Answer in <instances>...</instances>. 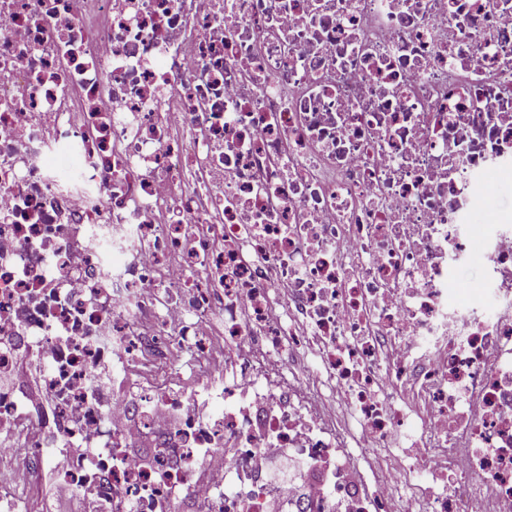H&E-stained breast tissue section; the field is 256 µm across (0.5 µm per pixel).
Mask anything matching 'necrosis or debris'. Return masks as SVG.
Masks as SVG:
<instances>
[{
	"instance_id": "obj_1",
	"label": "necrosis or debris",
	"mask_w": 512,
	"mask_h": 512,
	"mask_svg": "<svg viewBox=\"0 0 512 512\" xmlns=\"http://www.w3.org/2000/svg\"><path fill=\"white\" fill-rule=\"evenodd\" d=\"M511 167L512 0H0V512H512ZM488 177L494 182L495 191L481 208L469 214L470 224L485 223L487 214L490 212L509 214L512 217V169L511 171L492 169Z\"/></svg>"
}]
</instances>
